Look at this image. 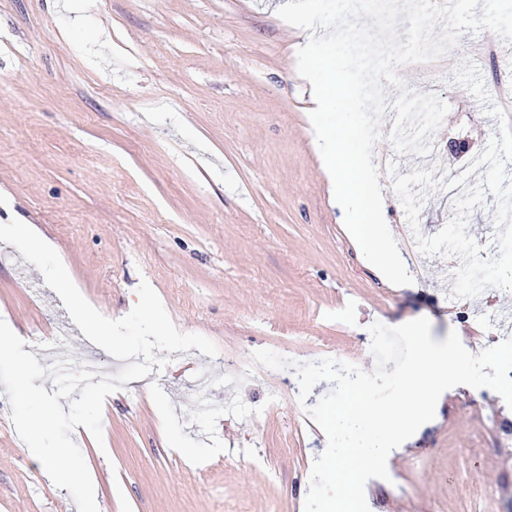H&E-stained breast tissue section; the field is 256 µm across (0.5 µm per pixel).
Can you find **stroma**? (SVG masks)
<instances>
[{"label": "stroma", "instance_id": "35a3bbf8", "mask_svg": "<svg viewBox=\"0 0 512 512\" xmlns=\"http://www.w3.org/2000/svg\"><path fill=\"white\" fill-rule=\"evenodd\" d=\"M286 0H0V224L50 241L85 299L111 319L153 287L175 326L210 339L171 353L161 373L107 396L99 454L72 434L95 474L99 512H303L324 431L288 385L293 370L237 364L271 349L374 367L368 327L431 322L472 353L512 337V292L451 298L455 258L415 254L393 288L356 251L313 138L312 86L297 72L305 32ZM508 45L464 33L440 59L398 69L450 107L430 156L374 150L385 219L411 228L384 168L440 163L459 176L498 122L453 81L478 66L492 104L512 111ZM494 316L495 333L483 319ZM0 318L47 366L71 357L117 373L41 272L0 241ZM0 385V512H78L16 434ZM389 480H369L370 512H512V408L494 391L443 393L434 419L393 450Z\"/></svg>", "mask_w": 512, "mask_h": 512}]
</instances>
